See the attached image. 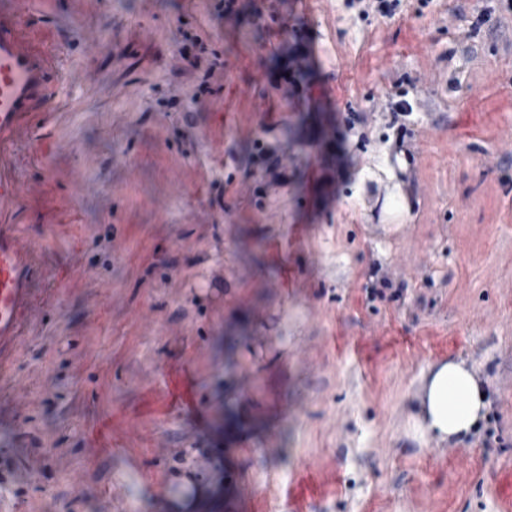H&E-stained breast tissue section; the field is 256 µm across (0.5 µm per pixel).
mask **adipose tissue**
Wrapping results in <instances>:
<instances>
[{"instance_id": "ef3b65f1", "label": "adipose tissue", "mask_w": 512, "mask_h": 512, "mask_svg": "<svg viewBox=\"0 0 512 512\" xmlns=\"http://www.w3.org/2000/svg\"><path fill=\"white\" fill-rule=\"evenodd\" d=\"M485 391V382L465 362L432 368L419 397L418 428L443 441L472 434L486 414Z\"/></svg>"}]
</instances>
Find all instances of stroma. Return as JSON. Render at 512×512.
<instances>
[{
  "label": "stroma",
  "instance_id": "stroma-1",
  "mask_svg": "<svg viewBox=\"0 0 512 512\" xmlns=\"http://www.w3.org/2000/svg\"><path fill=\"white\" fill-rule=\"evenodd\" d=\"M302 2L59 0L82 190L74 223L39 230L59 273L0 373V492L17 512L131 497L288 512L292 474L330 460L315 512H501L512 497V0H400L391 17ZM195 34L224 63L197 101L179 52ZM298 43L316 57L289 101L276 81ZM402 100L413 110L394 117ZM255 106L272 131L204 134L217 108ZM260 139L287 182L256 162ZM460 360L486 382L479 428L416 434L424 376ZM132 423L139 469L88 459Z\"/></svg>",
  "mask_w": 512,
  "mask_h": 512
}]
</instances>
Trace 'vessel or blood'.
I'll list each match as a JSON object with an SVG mask.
<instances>
[{
  "label": "vessel or blood",
  "instance_id": "b4317fda",
  "mask_svg": "<svg viewBox=\"0 0 512 512\" xmlns=\"http://www.w3.org/2000/svg\"><path fill=\"white\" fill-rule=\"evenodd\" d=\"M56 4L0 0V370L13 363L41 312L40 284L55 272L31 229L74 216L76 179H61L53 163L66 150L57 135L64 39Z\"/></svg>",
  "mask_w": 512,
  "mask_h": 512
}]
</instances>
